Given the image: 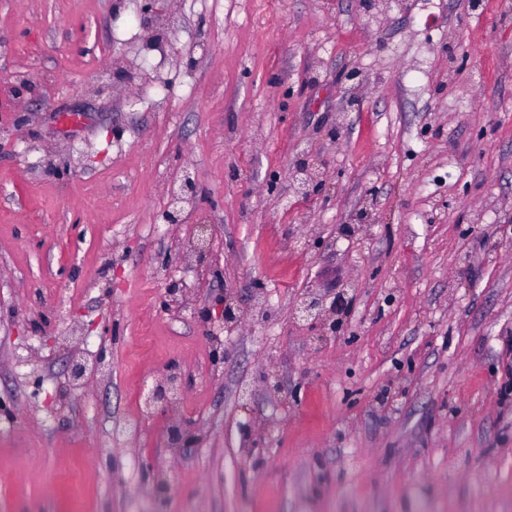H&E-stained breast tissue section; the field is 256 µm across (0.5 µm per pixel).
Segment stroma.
Returning a JSON list of instances; mask_svg holds the SVG:
<instances>
[{
	"label": "stroma",
	"instance_id": "1",
	"mask_svg": "<svg viewBox=\"0 0 512 512\" xmlns=\"http://www.w3.org/2000/svg\"><path fill=\"white\" fill-rule=\"evenodd\" d=\"M0 512H512V0H0ZM196 194V184L189 174L183 175L177 187L173 185L171 188L170 209L166 213V222L168 224H182L183 218L181 215L180 204L188 197H193ZM185 295V286L181 279L170 277L165 286L164 302L165 306L171 311L180 313L185 311L187 306L183 301ZM346 291L339 292L329 303L327 297L313 291L305 293L293 307V316L309 324L327 326L328 333L336 334L338 322L330 318L338 316L348 305ZM329 322V323H328ZM182 388L181 374L172 368H167L162 380L144 395V404L148 407L149 413L168 411L173 399Z\"/></svg>",
	"mask_w": 512,
	"mask_h": 512
}]
</instances>
